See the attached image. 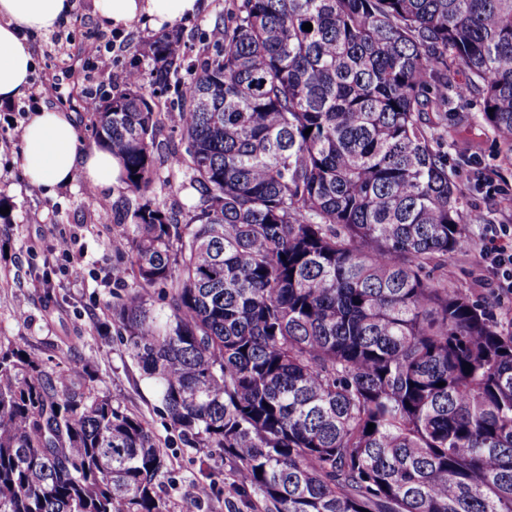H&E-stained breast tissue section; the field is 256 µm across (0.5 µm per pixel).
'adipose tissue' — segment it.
<instances>
[{"label": "adipose tissue", "instance_id": "ef3b65f1", "mask_svg": "<svg viewBox=\"0 0 512 512\" xmlns=\"http://www.w3.org/2000/svg\"><path fill=\"white\" fill-rule=\"evenodd\" d=\"M70 0H0V104L11 103L28 87L32 69L29 35L52 31L67 21ZM100 16L116 26L140 21L159 28L191 16L197 0H95ZM73 115L43 109L23 134L24 165L30 183L53 189L82 175L96 187L120 185L123 169L105 147L79 149Z\"/></svg>", "mask_w": 512, "mask_h": 512}]
</instances>
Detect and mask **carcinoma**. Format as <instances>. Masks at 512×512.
Listing matches in <instances>:
<instances>
[{"mask_svg": "<svg viewBox=\"0 0 512 512\" xmlns=\"http://www.w3.org/2000/svg\"><path fill=\"white\" fill-rule=\"evenodd\" d=\"M181 44L93 112L135 197L112 318L172 429L274 512H512V310L448 281L472 246L448 92L512 164V0H238L162 156ZM164 165L185 215L147 198ZM163 468L144 420L0 347V512H166Z\"/></svg>", "mask_w": 512, "mask_h": 512, "instance_id": "1", "label": "carcinoma"}]
</instances>
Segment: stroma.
<instances>
[{"label":"stroma","instance_id":"stroma-1","mask_svg":"<svg viewBox=\"0 0 512 512\" xmlns=\"http://www.w3.org/2000/svg\"><path fill=\"white\" fill-rule=\"evenodd\" d=\"M71 2L67 23L31 38L32 82L45 89L40 107L74 112L79 146L85 149L93 140V115L73 109V102L90 92L105 98L124 92L129 63L157 31L140 24L115 29L98 17L94 0ZM198 2L193 16L174 24L185 42L186 67L178 82L160 96L161 106L178 104L181 83L196 71L206 45L222 28L232 6V0ZM115 35L121 37L124 48L111 74H97L85 60L82 44L89 38ZM15 118V113L0 107V208L10 209L0 217V344L27 349L47 365L60 362L83 372L88 387L109 397L124 412L145 419L164 453V475L157 492L167 512H241L243 504L231 488L223 451L183 444L171 429L152 382L131 358L112 321L109 276L120 261L108 240L130 192L121 186L104 191L80 176L70 186L50 192L30 184L23 142L11 130ZM448 123L455 128L448 168L461 190L466 227L478 241L486 225H512V165L504 163L499 142L482 126L477 96L456 99ZM464 152L473 154L481 168L506 188V195L489 196L474 189L473 169L460 158ZM102 197L109 203L105 213L94 205ZM64 240L72 255L68 261L58 252ZM450 265L454 287L493 308H512V295L495 287L479 248L455 255ZM201 483L213 487L204 500L196 496Z\"/></svg>","mask_w":512,"mask_h":512}]
</instances>
